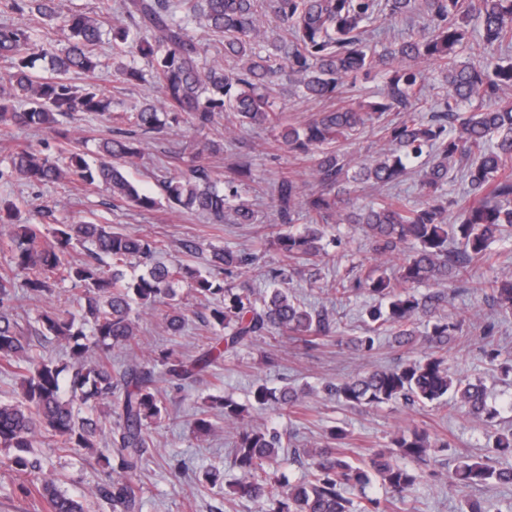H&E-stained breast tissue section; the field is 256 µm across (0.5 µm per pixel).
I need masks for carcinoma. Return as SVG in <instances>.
Returning <instances> with one entry per match:
<instances>
[{"instance_id": "cac0c4a2", "label": "carcinoma", "mask_w": 512, "mask_h": 512, "mask_svg": "<svg viewBox=\"0 0 512 512\" xmlns=\"http://www.w3.org/2000/svg\"><path fill=\"white\" fill-rule=\"evenodd\" d=\"M129 23H112V0H98L93 16L65 12L61 0H0V56L10 60L0 79V141L13 131L38 127L59 146L52 156L29 146L13 149L0 166V183L15 179L38 184L74 180L101 185L115 201L151 210L168 206L206 217L211 224H253L255 210L243 196L262 180L250 164H238L224 177L207 162L216 144L205 140L184 160L177 175L161 183L162 198L128 178L126 166L142 155V141L117 128L97 145L99 160L90 165L67 120L76 112H112L111 91L89 83L79 89L70 74H92L101 61L94 47L107 39L121 57L139 54L144 70L121 62L117 73L127 81L156 84L161 99L134 106L129 120L144 136L189 122L204 132L223 112L239 125L268 130L273 146L309 162L318 191L308 194L294 170H280L271 185L272 222L263 225L259 244L276 248L287 263L270 271L263 289L242 279L254 264L252 253L212 250L207 269L153 261L156 241L131 235L110 224L84 221L58 224L18 222L19 207L0 201V250L10 253L15 276L0 277V308L14 300L16 278L34 298L66 281L86 290L82 313L44 312L43 332L70 350L71 372L33 353L30 342L8 314L0 313V360L3 370L21 377L22 399L0 401V447L16 451L20 471L36 437L50 448L93 450L104 462L92 490L112 512H141L143 486L132 480L141 468L150 440L149 427L165 412L151 369L138 360L133 305L167 308L170 331L185 326L177 289L186 285L210 304L212 337L197 358L187 362L166 351L156 359L170 384L179 387L224 360L239 345L257 337L299 342L305 348L338 332L325 309L302 306L288 293V266H338L341 256L324 243L326 225L358 224L381 257L397 256L391 274L360 271L339 276L329 285L335 294L354 290L386 300L367 311L365 335L351 339L364 352L392 331L393 343L411 346L425 337L427 351L392 368L353 376L329 387L346 406L377 407L399 402L421 407L448 400L453 411L472 420L491 414L480 382L454 377L448 368V345L462 338V323L437 316L439 292L417 296L424 283L460 281L499 315H512V271L503 276L474 277L475 269L493 266L490 244L512 236V0H126ZM272 13L279 26L269 36L262 25ZM63 31L66 47L57 54L34 52L36 28L30 15ZM422 15L421 32L381 43L376 22L409 14ZM223 41L224 61H209L203 44L189 33L193 21ZM483 60H472L475 49ZM48 58L46 73L36 69ZM441 75L428 76L423 64ZM383 79L372 102L348 100V88L362 75ZM311 100L335 101L299 129L286 123L277 105L288 87ZM387 112L401 117L382 127L387 149L357 170L336 145L357 134L367 122ZM422 159L419 188L424 200L410 201L391 192L403 181L408 164ZM460 168L467 196L448 200L449 173ZM371 182L380 197L360 204L348 184ZM305 222L298 223L300 212ZM86 246L87 258H67L73 242ZM131 257L147 261L143 274L124 273ZM424 330H418V321ZM131 356L121 371L112 370V349ZM305 395L288 387L255 386L251 400L224 398V421L235 425L232 464L239 477L232 494L255 502L260 512H386L427 477L432 444L424 431L412 430L391 440L393 451L379 450L354 459L342 449L346 431L334 427L330 442L305 449L309 470L288 490L268 482L267 470L279 465L291 436L268 421H254L251 411L272 408L300 413ZM489 438L503 455L512 453V427ZM456 483L512 486V465L496 466L467 459L455 469ZM380 486L387 498L374 497ZM26 490L43 500L48 512H86L79 498L60 490L52 479L28 482Z\"/></svg>"}]
</instances>
